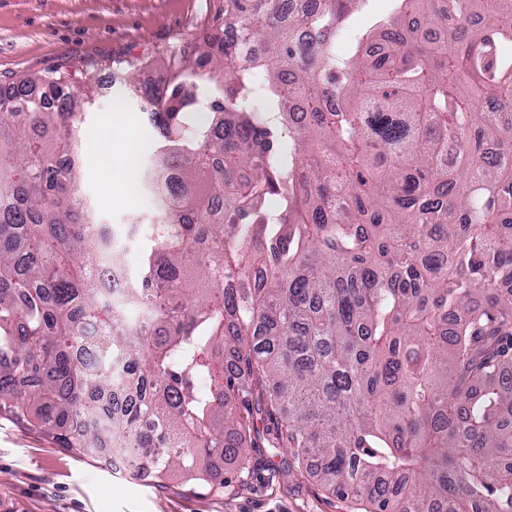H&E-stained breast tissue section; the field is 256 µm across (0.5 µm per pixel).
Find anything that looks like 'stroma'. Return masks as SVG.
Returning a JSON list of instances; mask_svg holds the SVG:
<instances>
[{
	"label": "stroma",
	"instance_id": "35a3bbf8",
	"mask_svg": "<svg viewBox=\"0 0 512 512\" xmlns=\"http://www.w3.org/2000/svg\"><path fill=\"white\" fill-rule=\"evenodd\" d=\"M394 13L393 0H365L349 14L340 43L349 51L360 33ZM224 27V0H0V83L30 74L73 78L111 73L109 94H97L79 130L82 181L100 223L114 235L140 225L150 237L155 204L146 185L132 197L112 192L113 171L91 151L109 139L112 161L134 149L137 174L153 163L155 131L129 95L131 82L167 81L162 58L180 54ZM122 112L127 125H112ZM349 500L326 491L287 449L256 448L249 468L226 461L220 479L190 481L177 470L143 479L61 447L27 422L0 416V512H353Z\"/></svg>",
	"mask_w": 512,
	"mask_h": 512
}]
</instances>
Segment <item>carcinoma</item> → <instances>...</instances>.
<instances>
[{
	"label": "carcinoma",
	"mask_w": 512,
	"mask_h": 512,
	"mask_svg": "<svg viewBox=\"0 0 512 512\" xmlns=\"http://www.w3.org/2000/svg\"><path fill=\"white\" fill-rule=\"evenodd\" d=\"M323 2L224 0L236 40L138 92L158 215L119 296L78 189L93 78L0 85V414L139 478L286 448L362 512H512V0H396L348 56L360 0Z\"/></svg>",
	"instance_id": "1"
}]
</instances>
